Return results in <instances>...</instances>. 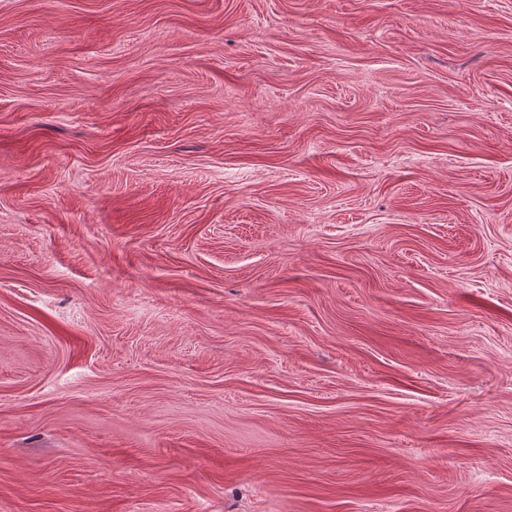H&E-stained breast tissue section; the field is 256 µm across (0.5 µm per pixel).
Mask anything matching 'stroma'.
Wrapping results in <instances>:
<instances>
[{"mask_svg":"<svg viewBox=\"0 0 512 512\" xmlns=\"http://www.w3.org/2000/svg\"><path fill=\"white\" fill-rule=\"evenodd\" d=\"M0 512H512V0H0Z\"/></svg>","mask_w":512,"mask_h":512,"instance_id":"1","label":"stroma"}]
</instances>
